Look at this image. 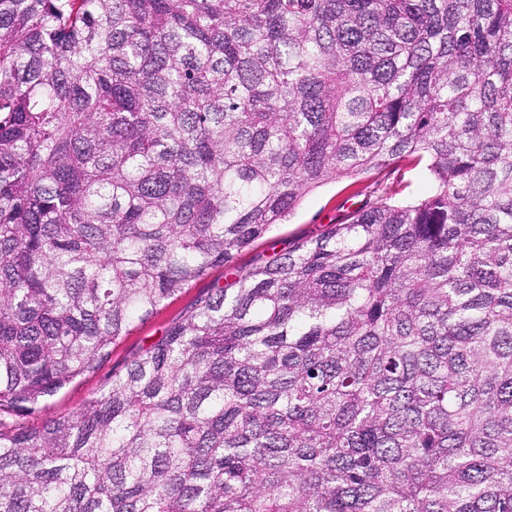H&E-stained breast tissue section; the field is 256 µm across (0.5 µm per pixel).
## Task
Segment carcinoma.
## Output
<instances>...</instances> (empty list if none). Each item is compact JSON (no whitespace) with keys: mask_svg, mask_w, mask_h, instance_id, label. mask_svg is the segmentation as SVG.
<instances>
[{"mask_svg":"<svg viewBox=\"0 0 512 512\" xmlns=\"http://www.w3.org/2000/svg\"><path fill=\"white\" fill-rule=\"evenodd\" d=\"M0 512H512V0H0ZM351 181L330 182L310 192L285 224H277L253 246L237 257V264H249L258 255L264 260L288 251L301 236H316L325 224L336 222V206L348 198ZM224 267L213 268L209 275L170 301L152 318L136 322L130 334L120 343L112 345V352L100 370L87 374L49 398L34 415L22 420L25 425L76 411L86 400L100 391L112 368H120L134 353L158 340L172 322L177 321L196 298L212 288L214 283L224 285Z\"/></svg>","mask_w":512,"mask_h":512,"instance_id":"obj_1","label":"carcinoma"}]
</instances>
